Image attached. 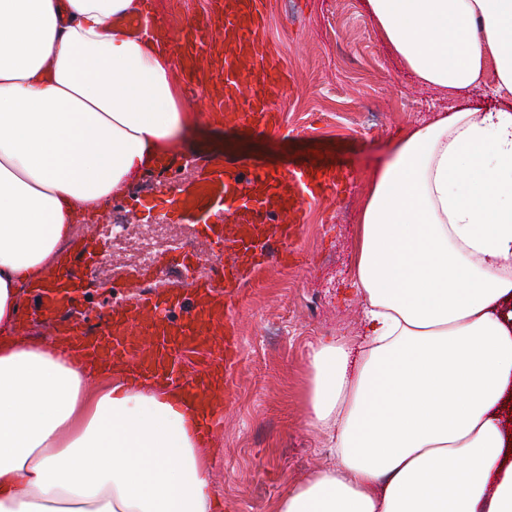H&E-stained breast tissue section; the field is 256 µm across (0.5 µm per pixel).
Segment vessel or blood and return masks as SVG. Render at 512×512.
I'll list each match as a JSON object with an SVG mask.
<instances>
[{
	"label": "vessel or blood",
	"mask_w": 512,
	"mask_h": 512,
	"mask_svg": "<svg viewBox=\"0 0 512 512\" xmlns=\"http://www.w3.org/2000/svg\"><path fill=\"white\" fill-rule=\"evenodd\" d=\"M163 24L179 48L185 91L211 90L205 111L232 127L278 125L270 99L290 75L284 55L272 53L263 38L265 0H211L205 14L192 18L178 0H167ZM350 179L322 166L281 172L233 155L204 159L196 176L161 201L169 220L204 225L213 244L198 255L196 278H189L183 264L154 257L142 265L132 303L112 305L105 314L77 311L85 289L82 268L104 258L99 239L86 236L61 252L58 273L30 282L18 332L27 334L29 323L44 317L80 361L125 363L136 378L168 383L199 409H217L210 393L213 373L235 361L215 331L245 286L243 271L286 260L296 227L285 215L300 216L303 198H324ZM152 278L158 285L150 289L146 283ZM197 350L206 368L192 376L184 373L181 355Z\"/></svg>",
	"instance_id": "obj_1"
}]
</instances>
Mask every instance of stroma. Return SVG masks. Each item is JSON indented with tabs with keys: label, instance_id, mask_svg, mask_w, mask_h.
Segmentation results:
<instances>
[{
	"label": "stroma",
	"instance_id": "obj_1",
	"mask_svg": "<svg viewBox=\"0 0 512 512\" xmlns=\"http://www.w3.org/2000/svg\"><path fill=\"white\" fill-rule=\"evenodd\" d=\"M266 14L268 44L292 76L273 99L278 129L205 134L196 147L221 156L243 145L282 171L329 165L353 181L307 205L287 266L252 275L234 303L239 363L211 433L222 512H275L288 489L334 466L329 434L305 421L308 345L356 335L353 246L367 177L401 127L446 103L387 57L363 0H266Z\"/></svg>",
	"mask_w": 512,
	"mask_h": 512
}]
</instances>
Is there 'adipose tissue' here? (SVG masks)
Instances as JSON below:
<instances>
[{
  "label": "adipose tissue",
  "mask_w": 512,
  "mask_h": 512,
  "mask_svg": "<svg viewBox=\"0 0 512 512\" xmlns=\"http://www.w3.org/2000/svg\"><path fill=\"white\" fill-rule=\"evenodd\" d=\"M391 56L450 104L408 124L357 213V340L305 360L306 424L335 467L276 512H512V0H364ZM142 0H0V512H214L208 441L178 392L86 387L14 336L72 236L188 134L174 55ZM483 92L500 106L462 104Z\"/></svg>",
  "instance_id": "1"
}]
</instances>
